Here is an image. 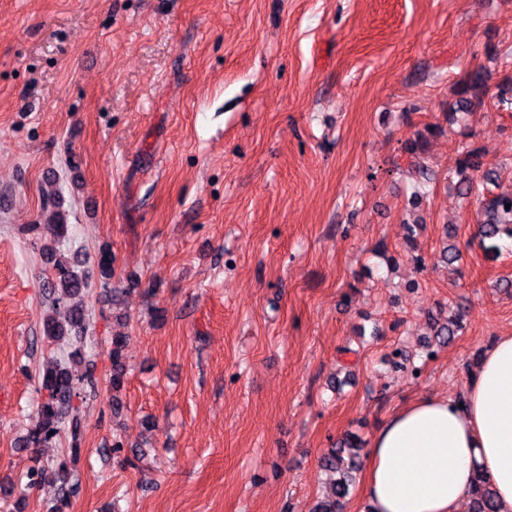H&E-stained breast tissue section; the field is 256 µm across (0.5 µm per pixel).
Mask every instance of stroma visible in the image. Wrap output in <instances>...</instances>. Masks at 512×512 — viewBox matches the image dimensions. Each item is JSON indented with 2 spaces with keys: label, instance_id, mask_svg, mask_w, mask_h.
<instances>
[{
  "label": "stroma",
  "instance_id": "stroma-1",
  "mask_svg": "<svg viewBox=\"0 0 512 512\" xmlns=\"http://www.w3.org/2000/svg\"><path fill=\"white\" fill-rule=\"evenodd\" d=\"M478 68L481 103L449 123L457 83ZM419 136L433 180L415 205L401 148ZM471 147L512 191V0H0L11 512H48L52 488L25 473L66 450L21 447L58 351L41 325L52 270L31 230L45 189L69 224L58 250L92 280L84 356L97 388L74 401L68 512H310L329 448L369 444L420 396L457 398L465 364L512 333L499 287L512 247L486 251L484 187H457ZM454 312L461 329L434 347ZM127 343V336H113L111 341L112 355V377L110 386L113 392L118 391L124 383L125 364L123 360V351Z\"/></svg>",
  "mask_w": 512,
  "mask_h": 512
}]
</instances>
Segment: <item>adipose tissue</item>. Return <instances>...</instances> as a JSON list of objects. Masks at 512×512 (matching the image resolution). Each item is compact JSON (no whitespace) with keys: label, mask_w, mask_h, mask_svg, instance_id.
Segmentation results:
<instances>
[{"label":"adipose tissue","mask_w":512,"mask_h":512,"mask_svg":"<svg viewBox=\"0 0 512 512\" xmlns=\"http://www.w3.org/2000/svg\"><path fill=\"white\" fill-rule=\"evenodd\" d=\"M366 463L369 512H460L480 472L512 512V335L484 351L463 402L425 395L390 416Z\"/></svg>","instance_id":"ef3b65f1"}]
</instances>
